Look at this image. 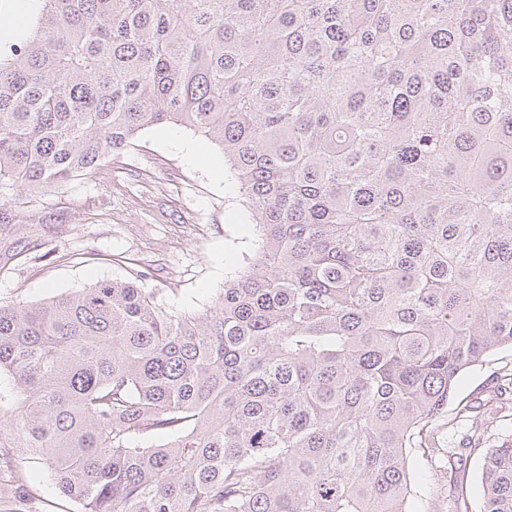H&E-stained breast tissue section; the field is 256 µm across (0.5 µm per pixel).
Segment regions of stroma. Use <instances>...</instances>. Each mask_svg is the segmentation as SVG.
Here are the masks:
<instances>
[{"mask_svg": "<svg viewBox=\"0 0 512 512\" xmlns=\"http://www.w3.org/2000/svg\"><path fill=\"white\" fill-rule=\"evenodd\" d=\"M194 143L187 157L179 140ZM247 212L224 156L193 131L152 127L91 171L39 191L0 187V301L32 304L101 280L145 270L146 287L166 289V306L194 313L224 289L229 243L249 245ZM512 348L492 352L459 378L453 402L486 395ZM36 512H80L49 487L37 462L24 463Z\"/></svg>", "mask_w": 512, "mask_h": 512, "instance_id": "stroma-1", "label": "stroma"}]
</instances>
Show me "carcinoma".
Listing matches in <instances>:
<instances>
[{
	"mask_svg": "<svg viewBox=\"0 0 512 512\" xmlns=\"http://www.w3.org/2000/svg\"><path fill=\"white\" fill-rule=\"evenodd\" d=\"M44 2L0 55V182L57 185L179 125L254 231L193 314L136 269L0 302L15 512L25 455L82 512H410L408 450L461 421L484 512H512V369L443 416L512 347V0ZM504 367L512 368V348L510 346L497 349L482 364L466 370L459 377L455 393L448 403V417L455 412L453 409L460 401L466 403L480 396L484 398L483 395L490 390L493 377Z\"/></svg>",
	"mask_w": 512,
	"mask_h": 512,
	"instance_id": "1",
	"label": "carcinoma"
}]
</instances>
